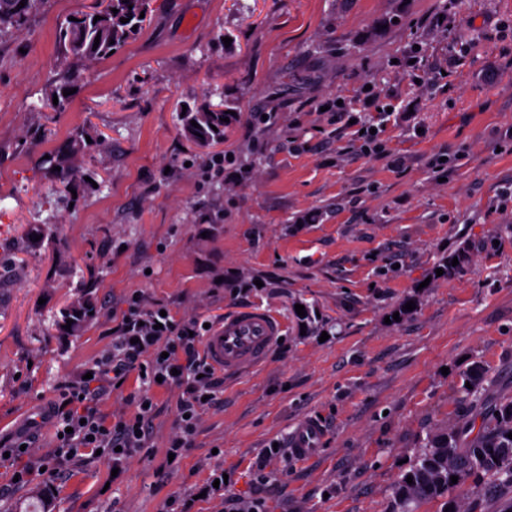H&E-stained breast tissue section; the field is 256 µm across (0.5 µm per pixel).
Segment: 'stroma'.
<instances>
[{"label":"stroma","mask_w":512,"mask_h":512,"mask_svg":"<svg viewBox=\"0 0 512 512\" xmlns=\"http://www.w3.org/2000/svg\"><path fill=\"white\" fill-rule=\"evenodd\" d=\"M96 2L47 0L0 37V257L16 262L0 287V440L109 348L132 293L179 321L261 307L286 329L259 369L225 376L177 463L180 392L157 388L153 436L120 474L89 456L15 485L4 462L0 512H38L45 487L54 512H166L218 467L227 495L263 512H388L420 439L471 416L468 364L512 394V0H151L142 29L52 110L59 29ZM443 10L451 28H422ZM417 44L418 83L401 64ZM366 85L418 109L353 126L320 111ZM206 102L236 119L202 149L180 116ZM363 127L386 156L358 155ZM78 132L87 177L65 192L43 159ZM41 224L63 246L35 240ZM456 254L464 272L440 275ZM87 281L97 314L61 335L53 321ZM298 303L329 323L326 341L302 334ZM308 414L328 427L322 453L274 456L257 485V457Z\"/></svg>","instance_id":"35a3bbf8"}]
</instances>
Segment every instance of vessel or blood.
I'll return each mask as SVG.
<instances>
[{
    "mask_svg": "<svg viewBox=\"0 0 512 512\" xmlns=\"http://www.w3.org/2000/svg\"><path fill=\"white\" fill-rule=\"evenodd\" d=\"M285 330L283 319L261 309H240L215 325L204 339L208 362L225 373L257 369ZM325 428L321 420L308 416L297 420L287 433L285 448L299 461L315 458L321 451Z\"/></svg>",
    "mask_w": 512,
    "mask_h": 512,
    "instance_id": "vessel-or-blood-1",
    "label": "vessel or blood"
}]
</instances>
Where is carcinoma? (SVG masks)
<instances>
[{
    "mask_svg": "<svg viewBox=\"0 0 512 512\" xmlns=\"http://www.w3.org/2000/svg\"><path fill=\"white\" fill-rule=\"evenodd\" d=\"M43 4L44 0H0V37L10 28L24 26ZM149 11V0H99L93 11L61 28L60 84L47 93V105L55 111L64 110V89L79 78L74 63L92 64L111 56L135 34L133 26H143L145 19L140 13ZM96 16L100 20H94ZM123 18L128 22H121ZM97 36L100 42L96 46ZM225 117L221 106L204 104L186 111L182 116L183 128L201 147L221 144L224 131L230 126L223 121ZM88 147L83 135L77 134L69 142L67 152L52 161V166L59 168L55 175L63 189L82 177L78 160ZM94 310V302L86 292L60 309L54 326L67 334L76 332L93 319L89 312ZM67 323L71 324L68 329L64 328ZM484 382L485 372L479 364L461 375L462 400L473 402L478 412L426 438L409 470L401 472L395 480L388 512H418L426 502L440 503V512L447 507L450 512H475L476 506L487 501L501 503L498 512H512V439L508 438L512 433V396L491 398L485 393ZM453 476L458 477L455 484L451 482Z\"/></svg>",
    "mask_w": 512,
    "mask_h": 512,
    "instance_id": "cac0c4a2",
    "label": "carcinoma"
}]
</instances>
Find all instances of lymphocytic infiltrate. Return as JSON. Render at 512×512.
Listing matches in <instances>:
<instances>
[{
    "instance_id": "obj_1",
    "label": "lymphocytic infiltrate",
    "mask_w": 512,
    "mask_h": 512,
    "mask_svg": "<svg viewBox=\"0 0 512 512\" xmlns=\"http://www.w3.org/2000/svg\"><path fill=\"white\" fill-rule=\"evenodd\" d=\"M205 335L203 322L176 321L161 315L159 308H144L140 295L131 294L111 349L91 364L90 378L70 384L62 401L45 415L57 433L53 463L47 469L50 478H57L71 462L89 453L99 454L118 468L145 447L155 413L152 390L158 386L181 391L177 431L167 450L183 456L204 411L216 403L224 384L206 359ZM135 370L142 374V386L127 398L134 415L106 420L96 401L122 388Z\"/></svg>"
}]
</instances>
